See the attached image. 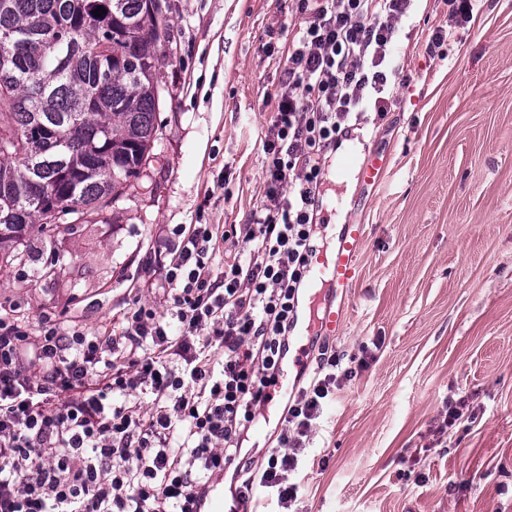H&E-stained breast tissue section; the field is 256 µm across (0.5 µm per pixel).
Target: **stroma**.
<instances>
[{"mask_svg": "<svg viewBox=\"0 0 512 512\" xmlns=\"http://www.w3.org/2000/svg\"><path fill=\"white\" fill-rule=\"evenodd\" d=\"M165 16L175 56L159 69L156 160L115 209L72 235L32 234L34 257L0 262V314L30 332L50 314L107 336L133 302L166 311L172 228L247 224L266 199L262 138L292 0H166ZM388 67L385 114L367 108L323 165L318 224L365 237L352 288L315 295L343 310L327 342L353 375L309 438L302 500L307 512H512V0H477L463 26L445 0H414ZM349 150L388 158L379 186L342 171ZM50 262L58 276L37 280ZM284 405L275 397L250 429L253 467Z\"/></svg>", "mask_w": 512, "mask_h": 512, "instance_id": "stroma-1", "label": "stroma"}]
</instances>
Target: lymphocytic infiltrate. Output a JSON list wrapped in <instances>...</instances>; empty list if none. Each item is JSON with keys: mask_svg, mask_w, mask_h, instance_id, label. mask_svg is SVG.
<instances>
[{"mask_svg": "<svg viewBox=\"0 0 512 512\" xmlns=\"http://www.w3.org/2000/svg\"><path fill=\"white\" fill-rule=\"evenodd\" d=\"M294 2L299 24L264 140L268 191L240 229L247 258L216 268V225H179L160 282L165 312L127 309L110 336L49 316L33 334L0 317V512H204L228 469L241 479L238 512L258 486L282 512H302L288 475L339 382L335 356H321L327 374L288 400L262 472L242 444L282 372L322 161L353 115L384 112L382 65L411 0Z\"/></svg>", "mask_w": 512, "mask_h": 512, "instance_id": "obj_1", "label": "lymphocytic infiltrate"}]
</instances>
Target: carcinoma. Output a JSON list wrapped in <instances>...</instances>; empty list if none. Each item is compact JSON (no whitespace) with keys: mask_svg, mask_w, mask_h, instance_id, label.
<instances>
[{"mask_svg":"<svg viewBox=\"0 0 512 512\" xmlns=\"http://www.w3.org/2000/svg\"><path fill=\"white\" fill-rule=\"evenodd\" d=\"M154 0H0V250L119 201L153 153L156 71L170 42ZM106 9L96 16L93 10Z\"/></svg>","mask_w":512,"mask_h":512,"instance_id":"1","label":"carcinoma"}]
</instances>
